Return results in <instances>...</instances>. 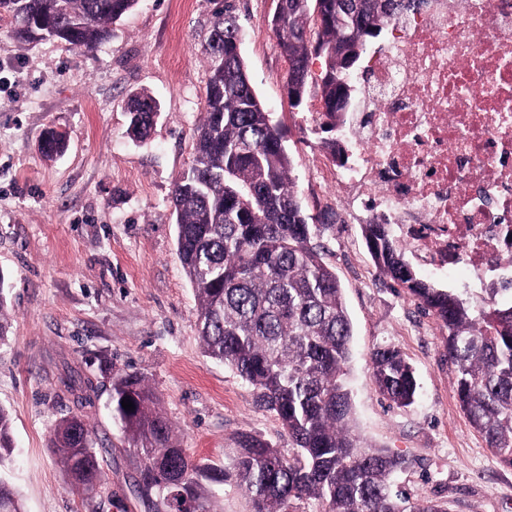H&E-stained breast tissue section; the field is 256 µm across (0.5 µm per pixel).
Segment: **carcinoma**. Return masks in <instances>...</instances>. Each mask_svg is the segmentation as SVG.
Segmentation results:
<instances>
[{"mask_svg":"<svg viewBox=\"0 0 512 512\" xmlns=\"http://www.w3.org/2000/svg\"><path fill=\"white\" fill-rule=\"evenodd\" d=\"M137 0H0V15L14 22L13 37L30 44L57 40L91 51L112 36V23ZM423 0H277L269 21L287 63L289 98L300 106L310 91L322 104V148L336 157L331 132L349 111L351 73L371 39ZM241 24L230 4L210 20L205 112L193 158L174 184L177 255L198 302L197 330L204 352L252 388L255 406L274 414L293 452L285 456L252 434L217 465L196 461L178 444L152 388L135 375L115 378V417L133 445L139 489L150 512H215L212 488L245 489L253 512H291L314 500L321 512H447L433 502L412 503L391 476L406 459L367 445L351 429L347 384L353 326L336 272L314 244L291 180L284 134L258 98L241 54ZM323 58L318 76L311 60ZM128 136L147 138L158 114L147 93L130 96ZM42 153L66 147L53 131ZM362 232L377 269L404 288L448 331L446 356L456 369V395L470 426L512 467V299L489 289L479 306L451 289L422 279L388 224ZM372 377L391 404L414 403L418 382L402 352L391 345L371 353ZM128 399L134 409L122 407ZM96 433L81 415L62 418L52 447L69 479L81 486L102 474ZM14 452L10 412L0 406V467ZM24 512L19 493L0 479V501Z\"/></svg>","mask_w":512,"mask_h":512,"instance_id":"1","label":"carcinoma"}]
</instances>
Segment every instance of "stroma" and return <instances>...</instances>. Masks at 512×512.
<instances>
[{
    "mask_svg": "<svg viewBox=\"0 0 512 512\" xmlns=\"http://www.w3.org/2000/svg\"><path fill=\"white\" fill-rule=\"evenodd\" d=\"M242 26L251 83L285 134L295 189L319 224L324 261L340 279L353 324L348 386L354 425L367 443L404 455L393 481L415 502L448 512H512V467L502 464L463 415L446 333L379 274L360 224L336 221L312 159L323 133L306 115L316 95L291 107L287 64L267 25L273 0H231ZM212 0H139L96 50L57 41L18 45L0 17L1 313L0 406L12 416L15 451L0 477L25 512H148L136 462L113 419L112 381L134 374L159 396L180 444L194 459L223 464L240 434L292 443L250 388L203 353L197 300L176 254L170 204L175 179L193 157L205 101V43ZM147 90L160 103L149 138L127 135L125 103ZM66 133L67 151L46 159L45 129ZM399 347L414 367L415 402L397 407L376 392L370 353ZM88 381L77 405L67 380ZM79 414L94 426L104 480L94 494L73 485L51 448L55 423Z\"/></svg>",
    "mask_w": 512,
    "mask_h": 512,
    "instance_id": "obj_1",
    "label": "stroma"
}]
</instances>
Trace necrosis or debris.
Returning <instances> with one entry per match:
<instances>
[{
  "mask_svg": "<svg viewBox=\"0 0 512 512\" xmlns=\"http://www.w3.org/2000/svg\"><path fill=\"white\" fill-rule=\"evenodd\" d=\"M389 29L320 185L390 225L423 272L510 287L512 0H427Z\"/></svg>",
  "mask_w": 512,
  "mask_h": 512,
  "instance_id": "1",
  "label": "necrosis or debris"
}]
</instances>
